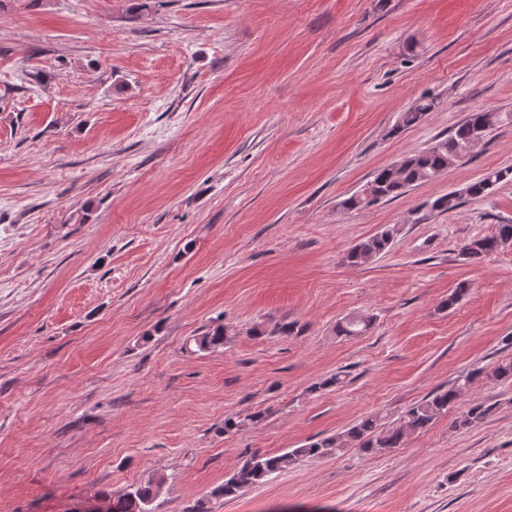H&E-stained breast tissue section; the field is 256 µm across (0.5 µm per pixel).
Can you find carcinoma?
<instances>
[{"label":"carcinoma","mask_w":512,"mask_h":512,"mask_svg":"<svg viewBox=\"0 0 512 512\" xmlns=\"http://www.w3.org/2000/svg\"><path fill=\"white\" fill-rule=\"evenodd\" d=\"M435 108L432 99L421 98L406 112L402 113L393 132L398 133L418 121ZM503 122L500 113L493 110H478L468 114L456 124L446 137L436 139L428 147L404 156L402 166L395 169L387 166L375 174L372 183L377 185L376 194L369 198L358 191L341 202L347 211L359 210L382 200L394 199L409 187L431 181L449 167L462 161L478 142L483 141ZM512 180V167L494 170L467 188V195L478 198L490 193L498 183ZM460 205V196L454 192L442 195L432 203V209L441 213L451 212ZM399 233L395 225H388L373 236L352 246L343 256L348 265L362 266L376 256L386 252L394 237ZM512 244V224H498L495 232L471 239L459 248V255L466 259L480 260L499 252ZM372 318L363 314L344 317L336 323L339 336H360L371 325ZM224 347V324L216 321L204 332L193 337L192 353L214 352ZM483 370L473 369L461 376L448 388H440L419 403L410 406L396 426L385 427L376 415H368L346 431L321 438L300 448H293L282 454L253 453L226 479L215 488L213 496H233L246 488L270 480L289 466L314 458L330 457L341 450L354 447L362 452L382 456L393 448L402 446L405 436L429 426L440 415L448 411L458 399L462 388L474 383ZM495 405L477 403L468 408L457 421L465 428L490 416ZM163 479L149 478L131 486L124 493L109 500L108 512H153V503L160 495Z\"/></svg>","instance_id":"1"}]
</instances>
